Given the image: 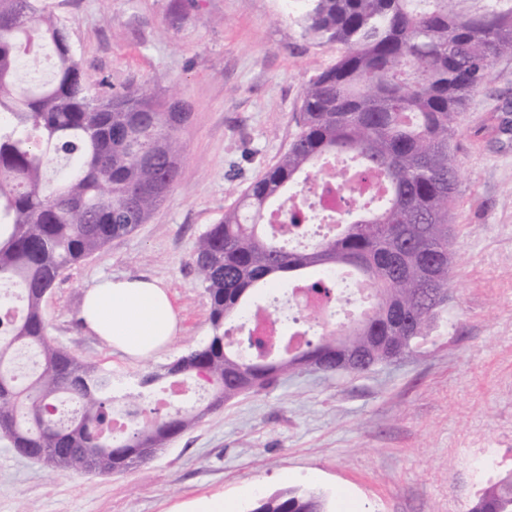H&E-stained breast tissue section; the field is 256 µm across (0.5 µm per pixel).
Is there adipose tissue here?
Wrapping results in <instances>:
<instances>
[{"label": "adipose tissue", "instance_id": "obj_1", "mask_svg": "<svg viewBox=\"0 0 512 512\" xmlns=\"http://www.w3.org/2000/svg\"><path fill=\"white\" fill-rule=\"evenodd\" d=\"M82 324L131 358L163 349L180 329L169 291L156 279L105 278L84 296Z\"/></svg>", "mask_w": 512, "mask_h": 512}]
</instances>
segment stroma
Listing matches in <instances>:
<instances>
[{
    "instance_id": "1",
    "label": "stroma",
    "mask_w": 512,
    "mask_h": 512,
    "mask_svg": "<svg viewBox=\"0 0 512 512\" xmlns=\"http://www.w3.org/2000/svg\"><path fill=\"white\" fill-rule=\"evenodd\" d=\"M93 93L140 85L190 112L177 180L150 223L63 271L44 298L51 336L133 384L211 334L191 256L300 130L303 90L342 48L302 35L285 0H48ZM454 278L428 342L362 375L301 371L206 414L151 461L58 474L0 438V512H251L285 488H317L330 512H465L512 467V57L496 59L456 124ZM168 288L181 330L132 360L80 326L104 277ZM254 485L244 493L245 485Z\"/></svg>"
}]
</instances>
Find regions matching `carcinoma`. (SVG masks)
<instances>
[{"label": "carcinoma", "instance_id": "obj_1", "mask_svg": "<svg viewBox=\"0 0 512 512\" xmlns=\"http://www.w3.org/2000/svg\"><path fill=\"white\" fill-rule=\"evenodd\" d=\"M309 0L303 35L340 44L336 62L303 92L302 126L288 152L253 181L224 218L200 236L193 253L209 299L211 336L132 386L81 360L49 335L45 294L62 272L149 221L178 174L187 113L146 85L109 95L90 92L68 28L46 0H0V282L22 290L24 314L0 334V436L15 448H42L36 462L57 473L87 472L86 453L133 448L142 437L162 449L206 409L174 408L118 438L105 430L114 405L143 411L153 386L206 373L223 404L258 393L289 374L288 360L259 358L258 347L226 346V320L242 314L260 288L283 279L340 300L309 269L344 270L370 290L368 311L344 331L361 353L348 369L364 374L404 341L409 355L431 336L448 304L456 243L459 112L490 77L492 62L512 56V0ZM45 50L51 75L22 66ZM339 189L363 174L383 192L345 210L341 230L326 225L306 246L313 210L286 208L288 190L318 171ZM335 335L305 341L302 358L325 357L336 373ZM39 355L40 369L16 373L18 354ZM76 403L64 418L49 412ZM256 512H329L317 489L262 497ZM466 512H512V468L481 488Z\"/></svg>", "mask_w": 512, "mask_h": 512}]
</instances>
